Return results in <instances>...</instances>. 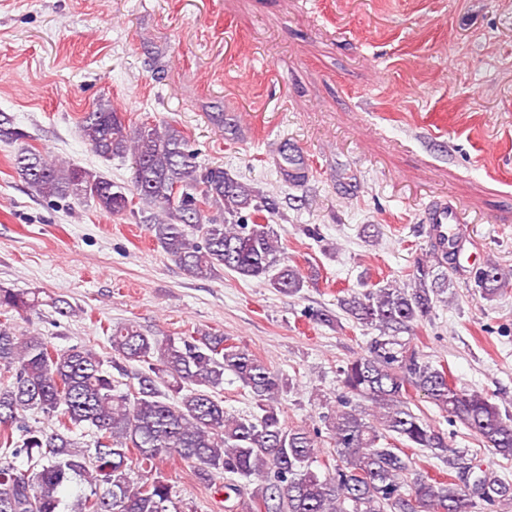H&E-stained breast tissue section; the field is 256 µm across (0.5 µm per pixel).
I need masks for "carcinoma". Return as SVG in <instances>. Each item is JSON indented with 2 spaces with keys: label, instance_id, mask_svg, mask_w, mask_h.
I'll return each instance as SVG.
<instances>
[{
  "label": "carcinoma",
  "instance_id": "carcinoma-1",
  "mask_svg": "<svg viewBox=\"0 0 512 512\" xmlns=\"http://www.w3.org/2000/svg\"><path fill=\"white\" fill-rule=\"evenodd\" d=\"M81 137L104 159L130 158L131 186L66 162L49 161L29 148L13 159L17 176L50 201L93 202L112 216L141 212L162 251L189 278L211 280L224 271L295 295L312 275L283 257L272 220L273 194L241 181L222 167H201L184 132L167 122L126 127L108 103L84 115ZM27 138L13 116L0 112V140ZM284 180L306 178L301 156L281 151ZM420 259L409 282L387 283L338 300L354 323L377 331L356 357L336 370V407L319 416L322 427L289 426L276 409L290 383L224 334L198 330L187 336H154L133 322L103 327L110 355L86 346L57 348L39 335L17 332L13 318L42 305L70 317L64 299L38 291L0 288V512H61L60 492L87 485L71 512H169L176 495L160 472L171 457L190 463L199 480L226 474L260 484L234 512H479L512 504V481L485 469L475 488L416 472L406 452L428 448L450 469L470 471L468 450L448 447L409 406V392L460 422L493 453L512 459V414L488 395L448 389V371L427 360L411 339L416 322L448 302L453 278L445 265ZM512 280V269L490 261L473 274L481 298L493 301ZM141 367L133 368V363ZM249 389L254 411L224 409V375ZM371 402L365 409L356 403ZM43 415L48 427L29 421ZM327 431L334 463L320 462ZM90 440H85V437ZM94 452H89V448ZM26 459L27 476L8 458Z\"/></svg>",
  "mask_w": 512,
  "mask_h": 512
}]
</instances>
